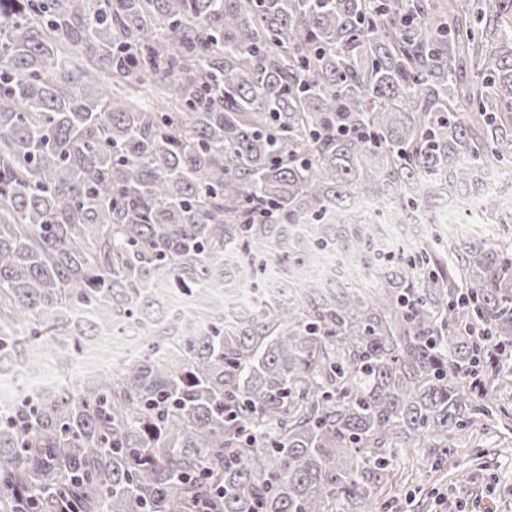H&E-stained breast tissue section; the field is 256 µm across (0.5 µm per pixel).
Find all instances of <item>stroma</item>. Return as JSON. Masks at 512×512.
<instances>
[{
    "label": "stroma",
    "mask_w": 512,
    "mask_h": 512,
    "mask_svg": "<svg viewBox=\"0 0 512 512\" xmlns=\"http://www.w3.org/2000/svg\"><path fill=\"white\" fill-rule=\"evenodd\" d=\"M493 395L496 415L454 440L455 454L435 469L426 448L391 450L381 498L407 499L408 512H512V368Z\"/></svg>",
    "instance_id": "35a3bbf8"
}]
</instances>
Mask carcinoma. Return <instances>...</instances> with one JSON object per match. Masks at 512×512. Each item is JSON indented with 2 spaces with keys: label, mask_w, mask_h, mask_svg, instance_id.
Instances as JSON below:
<instances>
[{
  "label": "carcinoma",
  "mask_w": 512,
  "mask_h": 512,
  "mask_svg": "<svg viewBox=\"0 0 512 512\" xmlns=\"http://www.w3.org/2000/svg\"><path fill=\"white\" fill-rule=\"evenodd\" d=\"M460 2L0 0V363L59 368L0 396V512H386V449L485 423L512 241L379 244L512 210V0ZM336 254L361 274L311 285ZM428 221L422 215H413L407 220V224H400L393 230L389 237L382 243L383 248L390 249L394 245L414 241L424 236L427 231Z\"/></svg>",
  "instance_id": "obj_1"
}]
</instances>
